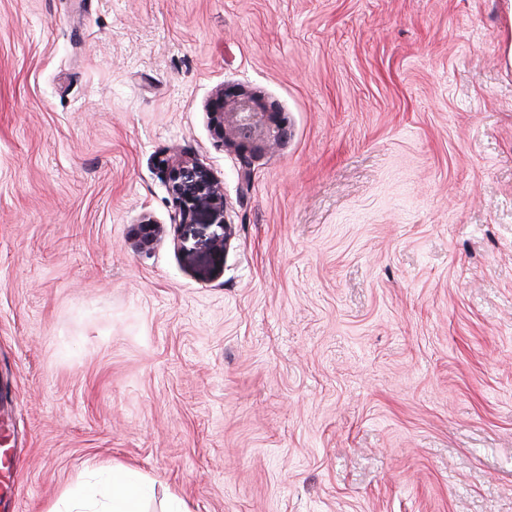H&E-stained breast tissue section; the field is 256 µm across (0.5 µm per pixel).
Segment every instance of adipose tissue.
I'll return each mask as SVG.
<instances>
[{"instance_id":"obj_1","label":"adipose tissue","mask_w":512,"mask_h":512,"mask_svg":"<svg viewBox=\"0 0 512 512\" xmlns=\"http://www.w3.org/2000/svg\"><path fill=\"white\" fill-rule=\"evenodd\" d=\"M85 474L97 478L99 489L93 493L82 487L72 489L62 500L61 512H143L146 489L137 471L121 464L93 462Z\"/></svg>"}]
</instances>
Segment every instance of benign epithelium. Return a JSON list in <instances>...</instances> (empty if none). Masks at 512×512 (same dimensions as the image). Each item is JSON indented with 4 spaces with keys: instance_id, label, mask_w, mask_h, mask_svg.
<instances>
[{
    "instance_id": "benign-epithelium-1",
    "label": "benign epithelium",
    "mask_w": 512,
    "mask_h": 512,
    "mask_svg": "<svg viewBox=\"0 0 512 512\" xmlns=\"http://www.w3.org/2000/svg\"><path fill=\"white\" fill-rule=\"evenodd\" d=\"M212 119L223 129L224 141L255 151L271 147L286 135L276 112L261 99L227 87L217 93ZM169 190L179 206L181 224H220L227 201L217 179L205 167L181 162L169 172ZM162 233V227L143 219L138 225L136 246L147 251Z\"/></svg>"
}]
</instances>
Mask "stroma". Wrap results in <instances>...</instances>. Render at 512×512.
I'll return each instance as SVG.
<instances>
[{
    "label": "stroma",
    "instance_id": "stroma-1",
    "mask_svg": "<svg viewBox=\"0 0 512 512\" xmlns=\"http://www.w3.org/2000/svg\"><path fill=\"white\" fill-rule=\"evenodd\" d=\"M511 39L507 0H0L15 512L99 460L149 512H512ZM227 86L287 123L248 181ZM169 190L179 206L178 224H224L221 217L227 201L217 179L205 167L194 162H181L169 172ZM231 227L224 224V235L213 234L211 247L227 248Z\"/></svg>",
    "mask_w": 512,
    "mask_h": 512
}]
</instances>
